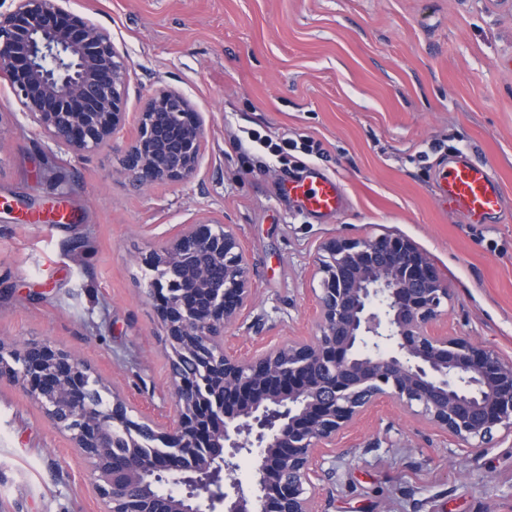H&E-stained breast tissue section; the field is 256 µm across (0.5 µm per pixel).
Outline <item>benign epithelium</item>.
Instances as JSON below:
<instances>
[{
    "label": "benign epithelium",
    "instance_id": "1",
    "mask_svg": "<svg viewBox=\"0 0 512 512\" xmlns=\"http://www.w3.org/2000/svg\"><path fill=\"white\" fill-rule=\"evenodd\" d=\"M0 12V82L52 140L75 154L112 141L127 123L129 65L111 34L74 14L70 0H13ZM203 120L180 91L160 90L140 104L137 135L123 168L139 187L181 183L197 171ZM315 301L319 335L274 344L249 358L224 345V329L251 308L254 289L244 251L221 222L201 218L146 258L179 262L193 287L173 312L169 290L151 287L160 319L182 340L208 350L198 380H173L176 419L144 416L174 452L133 465L124 481L98 452L112 419L86 396L87 366L44 341L0 343V381L42 396L51 424L88 463L87 482L103 512H142V480L172 479L153 512H315L324 453L380 404L420 415L461 450L512 434V362L462 336L440 332L449 289L432 260L391 234L334 238ZM258 457L254 486L235 477L241 452Z\"/></svg>",
    "mask_w": 512,
    "mask_h": 512
}]
</instances>
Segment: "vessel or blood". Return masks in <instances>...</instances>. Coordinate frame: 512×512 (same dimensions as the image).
Segmentation results:
<instances>
[{"label":"vessel or blood","instance_id":"b4317fda","mask_svg":"<svg viewBox=\"0 0 512 512\" xmlns=\"http://www.w3.org/2000/svg\"><path fill=\"white\" fill-rule=\"evenodd\" d=\"M288 196L306 211L321 218L341 212L346 198L341 183L331 175L312 168L289 179ZM441 201L450 213L474 223H483L501 211L504 197L488 165L461 155L449 162L438 180Z\"/></svg>","mask_w":512,"mask_h":512}]
</instances>
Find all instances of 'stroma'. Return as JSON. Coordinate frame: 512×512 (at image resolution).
<instances>
[{"mask_svg": "<svg viewBox=\"0 0 512 512\" xmlns=\"http://www.w3.org/2000/svg\"><path fill=\"white\" fill-rule=\"evenodd\" d=\"M129 63L126 110L174 88L206 152L178 185L132 186V119L82 157L40 132L0 88V342L75 352L104 400L173 418L172 371L145 259L210 216L243 245L250 312L224 334L241 356L315 335L313 260L334 237L401 235L450 289L441 329L512 361V0H73ZM307 136L322 151L277 162L242 131ZM486 163L504 206L483 224L446 212L449 154ZM336 177L329 220L290 200L303 169ZM67 212L64 224L51 215ZM316 512H512V436L462 454L420 417L385 406L322 463ZM66 433L0 382V512H101Z\"/></svg>", "mask_w": 512, "mask_h": 512, "instance_id": "1", "label": "stroma"}]
</instances>
